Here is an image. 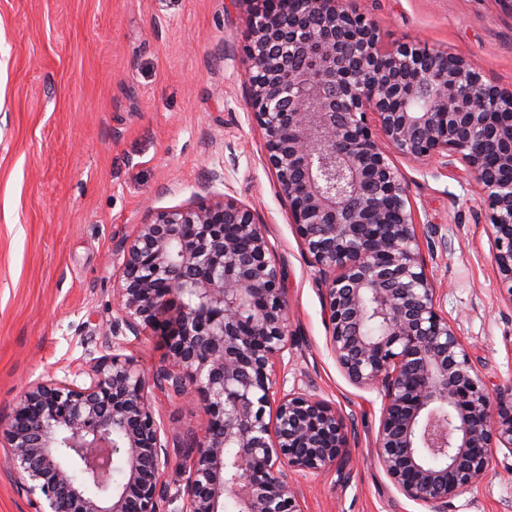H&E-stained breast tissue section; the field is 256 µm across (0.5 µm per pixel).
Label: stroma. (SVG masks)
I'll return each mask as SVG.
<instances>
[{"label": "stroma", "mask_w": 512, "mask_h": 512, "mask_svg": "<svg viewBox=\"0 0 512 512\" xmlns=\"http://www.w3.org/2000/svg\"><path fill=\"white\" fill-rule=\"evenodd\" d=\"M387 43L421 41L461 55L512 91V14L500 0H357ZM244 0H0V423L50 380L88 383L116 314L115 247L150 212L222 190L265 222L285 273L286 389L336 406L348 458L297 476L306 512H428L373 460L382 398L352 385L327 348L317 270L264 162L242 82ZM441 303L489 387L512 385V304L497 288L492 227L461 174L400 162ZM167 433L162 483L176 490L205 423L201 405L153 401ZM0 512H35L0 446ZM448 512H512V452L492 449L487 480Z\"/></svg>", "instance_id": "1"}]
</instances>
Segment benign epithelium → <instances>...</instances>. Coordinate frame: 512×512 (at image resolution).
<instances>
[{
    "instance_id": "benign-epithelium-1",
    "label": "benign epithelium",
    "mask_w": 512,
    "mask_h": 512,
    "mask_svg": "<svg viewBox=\"0 0 512 512\" xmlns=\"http://www.w3.org/2000/svg\"><path fill=\"white\" fill-rule=\"evenodd\" d=\"M245 2L250 116L317 268L329 349L352 384L382 396L378 465L407 500L447 512L486 479L490 449L512 452V386L489 391L448 320L394 158L464 166L512 303V110L491 111L497 87L464 57L386 44L356 0H293L274 15L268 0ZM115 255L112 355L92 359L82 387L28 388L0 426L36 512H224L228 500L236 512H304L288 471L343 461L349 432L335 406L279 387L285 276L257 213L213 192L152 213ZM147 333L165 349L150 378L120 353L121 338ZM158 392L207 414L173 494L159 476Z\"/></svg>"
}]
</instances>
